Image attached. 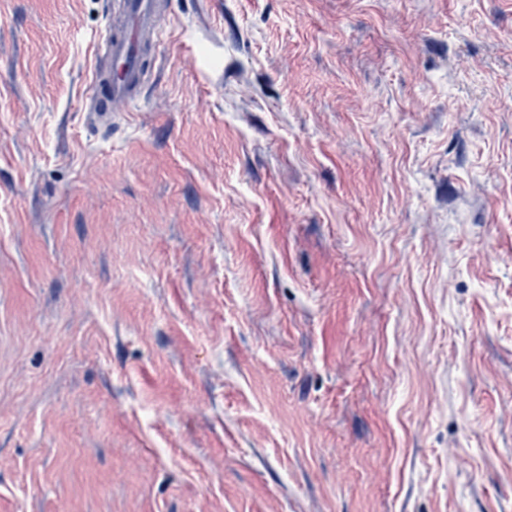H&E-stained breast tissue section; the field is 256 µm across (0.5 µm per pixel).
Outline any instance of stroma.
Masks as SVG:
<instances>
[{"label":"stroma","mask_w":512,"mask_h":512,"mask_svg":"<svg viewBox=\"0 0 512 512\" xmlns=\"http://www.w3.org/2000/svg\"><path fill=\"white\" fill-rule=\"evenodd\" d=\"M0 0V512H512V0ZM155 1L123 0L121 19L113 23L112 15L106 18L104 42L108 48L110 70L102 78L96 58L94 77L99 82H106L112 101H126L143 79L136 51L149 35L160 30L161 13Z\"/></svg>","instance_id":"1"}]
</instances>
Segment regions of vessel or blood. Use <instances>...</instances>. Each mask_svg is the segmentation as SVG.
Here are the masks:
<instances>
[{
	"label": "vessel or blood",
	"instance_id": "b4317fda",
	"mask_svg": "<svg viewBox=\"0 0 512 512\" xmlns=\"http://www.w3.org/2000/svg\"><path fill=\"white\" fill-rule=\"evenodd\" d=\"M160 23L155 0H123L120 20L108 23L105 43L110 70L105 82L114 101H126L142 81L136 51L148 36L159 32Z\"/></svg>",
	"mask_w": 512,
	"mask_h": 512
}]
</instances>
